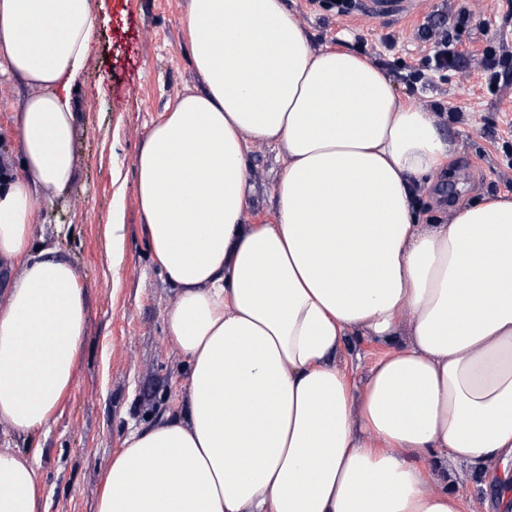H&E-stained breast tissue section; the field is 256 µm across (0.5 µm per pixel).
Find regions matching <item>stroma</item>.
<instances>
[{
    "label": "stroma",
    "instance_id": "stroma-1",
    "mask_svg": "<svg viewBox=\"0 0 512 512\" xmlns=\"http://www.w3.org/2000/svg\"><path fill=\"white\" fill-rule=\"evenodd\" d=\"M312 49L347 50L381 56L396 92L421 110L446 107L440 133L455 145L448 163L413 201L419 223L447 221L457 205L505 194L499 176L512 142V98L490 94L480 72L462 78L453 72L426 74V54L416 37L435 9L452 12L459 0H416L402 14L379 20L362 12L337 14L331 0H285ZM190 0H91L100 18L96 50L73 91L76 172L70 188L51 196L35 226L37 236L73 265L84 288L86 333L75 366L64 414L31 437L0 423V448L40 445L46 512H96L99 491L129 425H150L184 410L190 390L187 361L164 332L177 295L152 263L133 183L134 157L154 123L184 94L201 90L182 17ZM480 23L471 24L461 47L482 54L488 44L512 53V0H483ZM394 46L385 49L384 38ZM31 89L19 79L0 77V165L16 160L19 146L9 115ZM247 215L265 216L284 155L251 144ZM127 183L122 201L124 262L112 267V174ZM384 346L371 336H350L342 356L356 385H364L371 363Z\"/></svg>",
    "mask_w": 512,
    "mask_h": 512
}]
</instances>
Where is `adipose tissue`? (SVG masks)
<instances>
[{
	"instance_id": "1",
	"label": "adipose tissue",
	"mask_w": 512,
	"mask_h": 512,
	"mask_svg": "<svg viewBox=\"0 0 512 512\" xmlns=\"http://www.w3.org/2000/svg\"><path fill=\"white\" fill-rule=\"evenodd\" d=\"M183 24L204 88L134 164L190 403L127 433L96 512H465L461 466L506 501L512 197L418 223L410 181L453 144L375 63L313 50L284 0H191ZM98 25L90 0H0V74L35 90L12 116L21 163L0 171V258L20 272L0 293V421L19 435L62 416L85 335L74 269L33 224L74 179ZM253 142L287 157L256 222ZM360 330L387 350L357 392L338 359ZM42 453L0 449V512H41Z\"/></svg>"
}]
</instances>
